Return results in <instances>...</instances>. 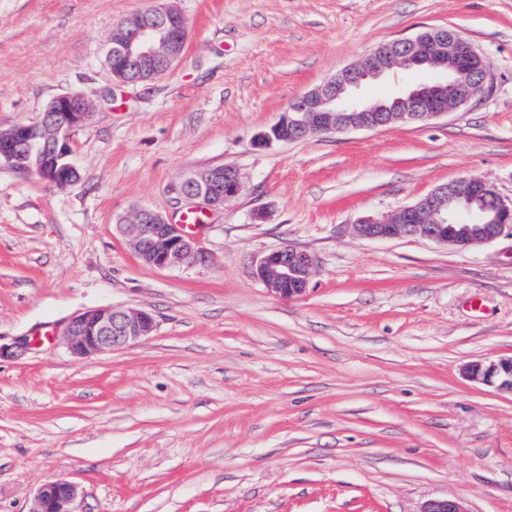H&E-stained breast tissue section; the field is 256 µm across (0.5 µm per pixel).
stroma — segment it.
<instances>
[{
    "label": "stroma",
    "mask_w": 512,
    "mask_h": 512,
    "mask_svg": "<svg viewBox=\"0 0 512 512\" xmlns=\"http://www.w3.org/2000/svg\"><path fill=\"white\" fill-rule=\"evenodd\" d=\"M158 4L0 0V131L64 93L95 107L73 138L79 183L0 164V342L31 343L0 358V512H31L55 479L79 486L75 512H512V394L463 374L512 357V233L460 251L352 229L461 177L512 201V0H178L182 59L118 86L109 34ZM429 28L482 53L479 101L254 146L304 92ZM216 166L242 188L205 213L201 259L141 265L117 221L177 222L200 203L170 186ZM287 245L316 257L293 300L255 275ZM102 306L157 329L74 359L58 326Z\"/></svg>",
    "instance_id": "stroma-1"
}]
</instances>
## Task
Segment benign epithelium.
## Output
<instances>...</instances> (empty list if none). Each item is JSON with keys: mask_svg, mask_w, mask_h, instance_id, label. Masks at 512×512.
Segmentation results:
<instances>
[{"mask_svg": "<svg viewBox=\"0 0 512 512\" xmlns=\"http://www.w3.org/2000/svg\"><path fill=\"white\" fill-rule=\"evenodd\" d=\"M188 38L187 21L172 3L131 14L113 27L107 63L112 77L137 86L165 75L181 59ZM429 68L444 78L405 88L392 103L371 102L364 85L380 78L397 79L400 71ZM487 72L477 48L456 31L430 29L413 37L385 42L360 62L350 65L307 91L280 113L254 139L258 148L295 142L311 135L376 130L396 122L421 123L446 115L485 93ZM92 106L76 93L52 99L35 125L18 124L0 132V163L31 171L57 185H75L80 173L70 161L73 134L92 115ZM242 187L239 172L228 166L194 171L171 187L177 200H200L219 210ZM512 226V202L507 203L485 182L460 178L435 188L417 203L388 215H366L353 225L361 238L388 240L419 237L460 250L489 244ZM121 233L140 262L170 269L199 255L198 243L148 207L135 209L120 224ZM316 265L305 250L284 246L262 257L256 276L269 294L283 299L303 296ZM152 313L136 307H100L71 317L62 329L71 355L84 359L121 349L152 335ZM469 380L512 394V357L473 362L465 368ZM79 493L74 483L42 484L31 512H72ZM423 512H469L462 501H432Z\"/></svg>", "mask_w": 512, "mask_h": 512, "instance_id": "obj_1", "label": "benign epithelium"}]
</instances>
